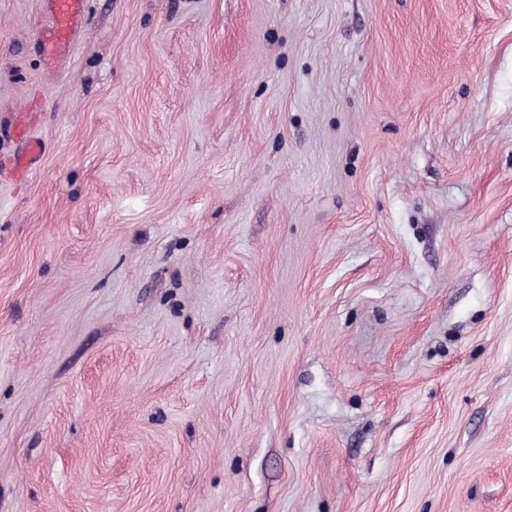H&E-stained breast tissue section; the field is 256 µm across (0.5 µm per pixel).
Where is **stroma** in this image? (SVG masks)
I'll return each mask as SVG.
<instances>
[{"instance_id": "1", "label": "stroma", "mask_w": 512, "mask_h": 512, "mask_svg": "<svg viewBox=\"0 0 512 512\" xmlns=\"http://www.w3.org/2000/svg\"><path fill=\"white\" fill-rule=\"evenodd\" d=\"M0 0V512H512V0ZM53 19L52 26L41 39L44 54L49 59L63 55L74 33L81 24L86 0H47ZM12 140L17 145L14 153L2 162V168L13 175H24L31 171L44 152L43 143L33 135L26 123L16 122Z\"/></svg>"}]
</instances>
